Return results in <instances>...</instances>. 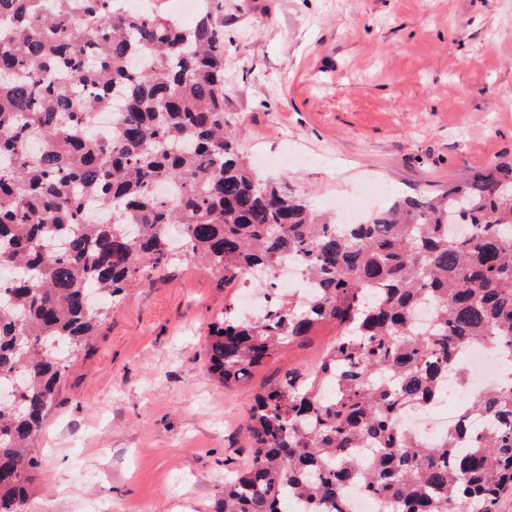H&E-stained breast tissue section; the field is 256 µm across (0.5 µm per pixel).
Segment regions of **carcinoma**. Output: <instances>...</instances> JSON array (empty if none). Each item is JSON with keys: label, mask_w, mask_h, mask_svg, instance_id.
Instances as JSON below:
<instances>
[{"label": "carcinoma", "mask_w": 512, "mask_h": 512, "mask_svg": "<svg viewBox=\"0 0 512 512\" xmlns=\"http://www.w3.org/2000/svg\"><path fill=\"white\" fill-rule=\"evenodd\" d=\"M240 140L224 112V0H204L192 25L125 0H0V268L14 273L0 281V387L18 404L0 408V512H30L56 387L107 316L89 291L111 301L181 264L239 282L287 258L312 291H275L257 318L225 307L211 374L238 383L324 324L336 343L254 396L250 460L216 512H347L353 483L387 512H497L512 382L475 394L431 446L397 416L465 380L472 343L512 364V162L336 224L262 179ZM93 205L111 220L88 221ZM456 224L468 235H449Z\"/></svg>", "instance_id": "carcinoma-1"}]
</instances>
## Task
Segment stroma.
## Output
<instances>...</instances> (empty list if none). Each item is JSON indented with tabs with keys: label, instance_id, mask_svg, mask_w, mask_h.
<instances>
[{
	"label": "stroma",
	"instance_id": "obj_1",
	"mask_svg": "<svg viewBox=\"0 0 512 512\" xmlns=\"http://www.w3.org/2000/svg\"><path fill=\"white\" fill-rule=\"evenodd\" d=\"M224 87L259 174L375 212L512 159V0H224ZM228 304L190 265L113 304L59 384L33 512H214L251 395L335 341L323 325L224 386L205 344Z\"/></svg>",
	"mask_w": 512,
	"mask_h": 512
}]
</instances>
